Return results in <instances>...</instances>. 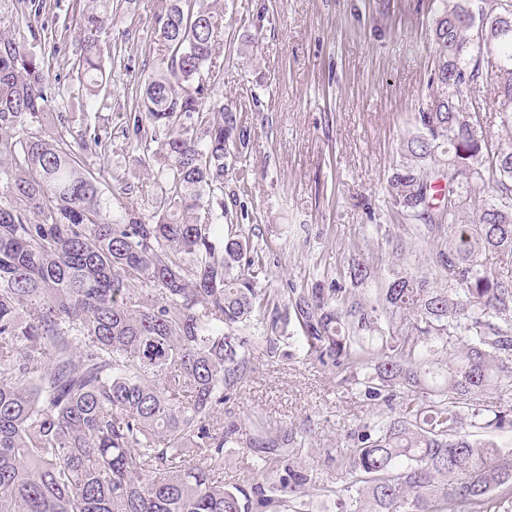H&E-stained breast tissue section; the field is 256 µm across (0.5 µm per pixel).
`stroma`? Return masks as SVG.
<instances>
[{
    "mask_svg": "<svg viewBox=\"0 0 512 512\" xmlns=\"http://www.w3.org/2000/svg\"><path fill=\"white\" fill-rule=\"evenodd\" d=\"M42 20L52 36L32 40L12 0H0V33L27 38L45 58L51 82L64 90L49 104L70 116L69 134L96 129L107 143L91 169H117L123 183L104 182L105 197H121L148 212L158 192L138 163L142 152L124 129L145 77L164 67L167 52L155 33L159 0H127L112 14L104 53L108 90L98 102L82 98L68 60L79 48L73 0H46ZM220 15V74L215 94L245 115L250 144L225 177L224 202L243 230L265 243L269 285L292 289L330 284L351 257L374 268L358 285L373 296L393 269L433 268L427 250L411 242L405 219L391 209L387 181L414 131L412 117L429 102L434 73L432 0H210ZM64 39L67 56L53 51ZM408 242L403 258L389 242ZM277 350L250 349L247 378L226 406L242 421L308 430L296 455L320 482L341 479L331 457L348 431L379 412L335 367L311 353L294 317L281 318Z\"/></svg>",
    "mask_w": 512,
    "mask_h": 512,
    "instance_id": "1",
    "label": "stroma"
}]
</instances>
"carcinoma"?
Masks as SVG:
<instances>
[{
	"label": "carcinoma",
	"instance_id": "carcinoma-1",
	"mask_svg": "<svg viewBox=\"0 0 512 512\" xmlns=\"http://www.w3.org/2000/svg\"><path fill=\"white\" fill-rule=\"evenodd\" d=\"M26 21L44 0H15ZM430 104L389 179V202L419 222L435 276L392 271L375 298L304 288L290 303L317 358L387 407L348 433L344 483L295 466L305 435L244 434L224 412L253 337L274 346L278 295L262 252L224 209V173L249 145L243 113L215 98L219 22L208 0H163L166 69L129 113L155 172L153 211L113 212L103 173L46 132L43 57L0 34V512H512V146L478 131L468 90L496 89L512 127V0H434ZM73 68L86 100L106 88L101 43L112 0H75ZM495 195H489V192ZM252 448L245 486H224V449Z\"/></svg>",
	"mask_w": 512,
	"mask_h": 512
}]
</instances>
